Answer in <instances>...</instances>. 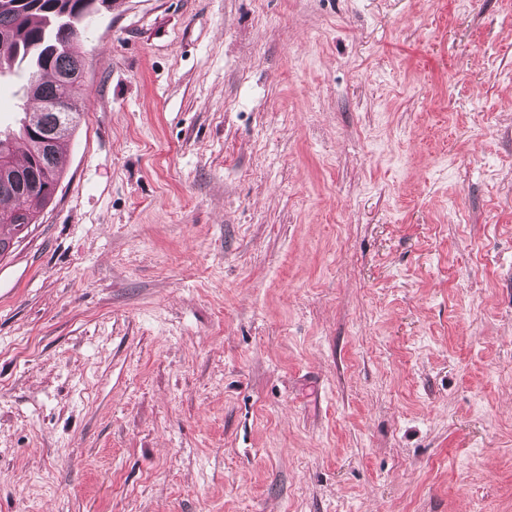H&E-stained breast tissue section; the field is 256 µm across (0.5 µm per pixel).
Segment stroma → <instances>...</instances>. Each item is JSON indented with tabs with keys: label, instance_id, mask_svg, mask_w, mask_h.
<instances>
[{
	"label": "stroma",
	"instance_id": "35a3bbf8",
	"mask_svg": "<svg viewBox=\"0 0 512 512\" xmlns=\"http://www.w3.org/2000/svg\"><path fill=\"white\" fill-rule=\"evenodd\" d=\"M0 258V512H512V0H108Z\"/></svg>",
	"mask_w": 512,
	"mask_h": 512
}]
</instances>
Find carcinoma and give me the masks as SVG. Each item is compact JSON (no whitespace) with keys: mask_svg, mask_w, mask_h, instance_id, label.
Returning a JSON list of instances; mask_svg holds the SVG:
<instances>
[{"mask_svg":"<svg viewBox=\"0 0 512 512\" xmlns=\"http://www.w3.org/2000/svg\"><path fill=\"white\" fill-rule=\"evenodd\" d=\"M108 0H95L84 5L83 0H8L3 7L0 0V73L2 64L9 58L29 60V81L37 82L41 96L68 105L70 113L81 115V83L63 79L68 72L82 71L85 58L80 51V37L88 27L91 15L99 11ZM59 113L39 109L24 118L19 127V137L28 152L25 163L16 162L13 139L0 137V156L9 160L15 178L0 184V256L14 245L19 229L24 224H35L40 212L50 203L54 193L34 188L36 177L43 169L50 170L55 180L64 173L63 146L72 137L78 123L65 127L59 136L53 134ZM52 133L53 150L41 148L37 135Z\"/></svg>","mask_w":512,"mask_h":512,"instance_id":"obj_1","label":"carcinoma"}]
</instances>
